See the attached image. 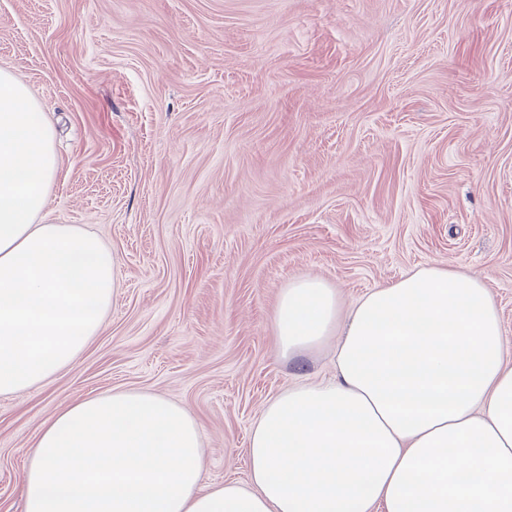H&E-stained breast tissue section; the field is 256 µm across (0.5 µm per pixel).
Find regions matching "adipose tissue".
<instances>
[{
  "instance_id": "obj_1",
  "label": "adipose tissue",
  "mask_w": 512,
  "mask_h": 512,
  "mask_svg": "<svg viewBox=\"0 0 512 512\" xmlns=\"http://www.w3.org/2000/svg\"><path fill=\"white\" fill-rule=\"evenodd\" d=\"M29 88L0 68V396L39 385L97 336L117 257L43 215L60 163ZM275 333L294 361L335 345L331 380L262 407L248 485L202 484L203 428L183 406L115 390L43 426L24 512H512V366L484 281L427 264L342 311L305 275Z\"/></svg>"
}]
</instances>
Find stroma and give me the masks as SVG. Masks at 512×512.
Listing matches in <instances>:
<instances>
[{"label": "stroma", "mask_w": 512, "mask_h": 512, "mask_svg": "<svg viewBox=\"0 0 512 512\" xmlns=\"http://www.w3.org/2000/svg\"><path fill=\"white\" fill-rule=\"evenodd\" d=\"M0 67L59 133L47 220L119 259L100 334L0 396V512L43 424L115 389L184 405L205 483L247 482L265 402L334 372L277 353L296 277L347 310L445 263L512 340V0H0Z\"/></svg>", "instance_id": "35a3bbf8"}]
</instances>
